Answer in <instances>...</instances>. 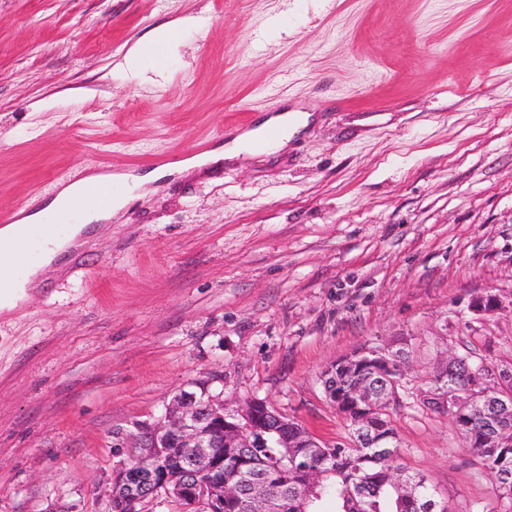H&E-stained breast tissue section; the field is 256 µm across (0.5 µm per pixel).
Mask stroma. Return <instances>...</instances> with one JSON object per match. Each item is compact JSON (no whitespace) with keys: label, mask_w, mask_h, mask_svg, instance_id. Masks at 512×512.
<instances>
[{"label":"stroma","mask_w":512,"mask_h":512,"mask_svg":"<svg viewBox=\"0 0 512 512\" xmlns=\"http://www.w3.org/2000/svg\"><path fill=\"white\" fill-rule=\"evenodd\" d=\"M147 39L141 85L121 62ZM287 111L284 148L162 166L0 312V512H104L183 389L345 441L321 374L365 347L402 358L410 472L450 512H512L429 401L448 356L512 363V0H0V210ZM307 122V115H295V114H286L279 115L277 117L271 118L263 127L260 128L261 131L265 126H279L283 133L280 136L278 141V147L283 148L289 140V129L295 130L300 125H305Z\"/></svg>","instance_id":"stroma-1"}]
</instances>
